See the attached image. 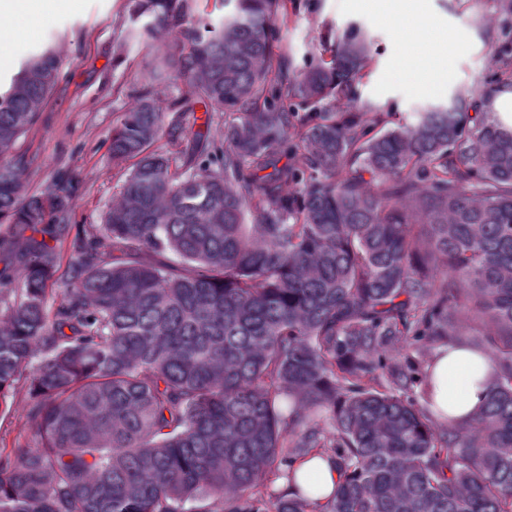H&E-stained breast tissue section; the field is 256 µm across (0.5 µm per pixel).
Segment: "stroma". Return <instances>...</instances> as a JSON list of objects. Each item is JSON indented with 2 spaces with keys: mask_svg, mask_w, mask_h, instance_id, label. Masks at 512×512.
Returning <instances> with one entry per match:
<instances>
[{
  "mask_svg": "<svg viewBox=\"0 0 512 512\" xmlns=\"http://www.w3.org/2000/svg\"><path fill=\"white\" fill-rule=\"evenodd\" d=\"M25 2L24 11L4 22L11 35L0 47V89L8 88L29 53L48 44L61 59L62 79L15 146L35 159L22 180L34 193L57 173L71 172L79 182L72 224H97L123 184L109 157L112 127L121 112L136 105L152 57L130 36L129 0ZM386 11L385 0H285L276 19L274 52L300 70L329 56L336 36L359 30L370 63L354 100H336L337 109L354 102L409 124L430 103L481 89L496 71L494 47H512V27L498 0H422L428 24L447 31L458 47L448 58L447 81L421 92L406 70L408 54L416 53L414 67L420 71L435 68L437 62L423 48L412 49L396 39ZM25 405L20 390L0 413V448L33 445Z\"/></svg>",
  "mask_w": 512,
  "mask_h": 512,
  "instance_id": "stroma-1",
  "label": "stroma"
}]
</instances>
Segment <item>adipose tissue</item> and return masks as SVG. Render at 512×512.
<instances>
[{
  "label": "adipose tissue",
  "mask_w": 512,
  "mask_h": 512,
  "mask_svg": "<svg viewBox=\"0 0 512 512\" xmlns=\"http://www.w3.org/2000/svg\"><path fill=\"white\" fill-rule=\"evenodd\" d=\"M427 371L435 417L442 422L467 420L491 387L494 364L483 346L448 344L435 351Z\"/></svg>",
  "instance_id": "ef3b65f1"
}]
</instances>
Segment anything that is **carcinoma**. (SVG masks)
<instances>
[{"mask_svg":"<svg viewBox=\"0 0 512 512\" xmlns=\"http://www.w3.org/2000/svg\"><path fill=\"white\" fill-rule=\"evenodd\" d=\"M196 2L134 0L131 34L206 129L165 124L143 89L112 129L131 167L100 224L71 233L73 176L22 182L53 50L0 93V402L25 391L35 435L0 450V512H512V126L474 94L410 124L338 111L369 64L359 31L276 81L280 0H225L211 28ZM494 56L512 85V50ZM470 310L493 387L440 424L397 344H450ZM313 457L332 494L264 483Z\"/></svg>","mask_w":512,"mask_h":512,"instance_id":"cac0c4a2","label":"carcinoma"}]
</instances>
